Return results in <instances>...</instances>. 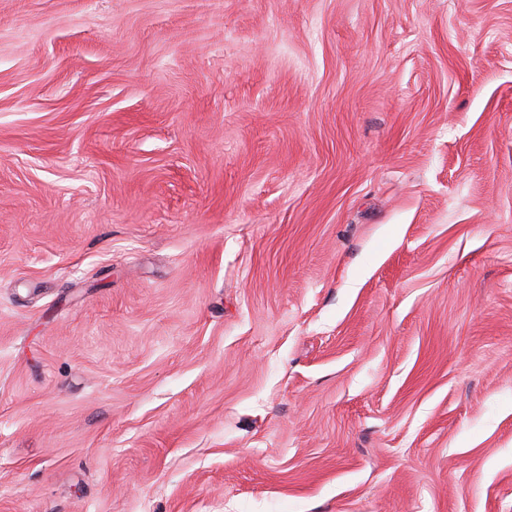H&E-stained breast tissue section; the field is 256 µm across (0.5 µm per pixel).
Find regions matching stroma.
<instances>
[{"label": "stroma", "instance_id": "35a3bbf8", "mask_svg": "<svg viewBox=\"0 0 512 512\" xmlns=\"http://www.w3.org/2000/svg\"><path fill=\"white\" fill-rule=\"evenodd\" d=\"M0 512H512V0H0Z\"/></svg>", "mask_w": 512, "mask_h": 512}]
</instances>
